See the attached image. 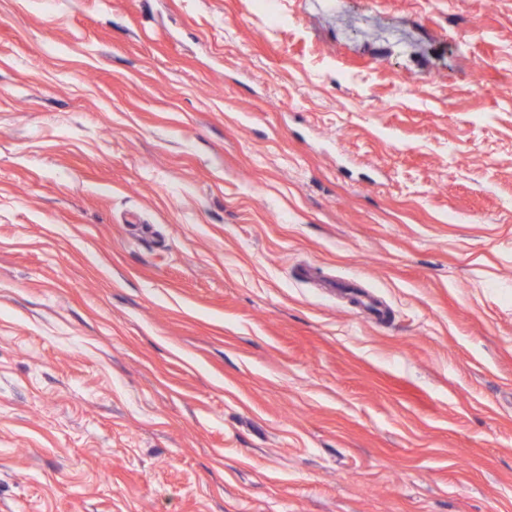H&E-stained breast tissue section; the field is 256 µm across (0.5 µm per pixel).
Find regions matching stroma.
Returning <instances> with one entry per match:
<instances>
[{"mask_svg":"<svg viewBox=\"0 0 512 512\" xmlns=\"http://www.w3.org/2000/svg\"><path fill=\"white\" fill-rule=\"evenodd\" d=\"M276 12L0 0V512H512V0Z\"/></svg>","mask_w":512,"mask_h":512,"instance_id":"stroma-1","label":"stroma"}]
</instances>
